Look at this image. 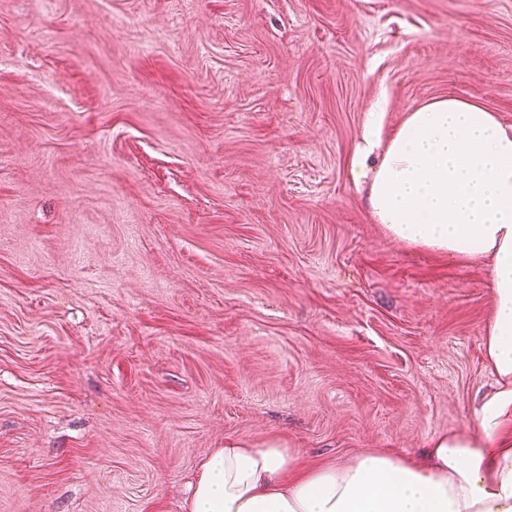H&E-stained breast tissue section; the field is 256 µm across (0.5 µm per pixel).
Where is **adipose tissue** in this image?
I'll return each instance as SVG.
<instances>
[{"instance_id": "ef3b65f1", "label": "adipose tissue", "mask_w": 512, "mask_h": 512, "mask_svg": "<svg viewBox=\"0 0 512 512\" xmlns=\"http://www.w3.org/2000/svg\"><path fill=\"white\" fill-rule=\"evenodd\" d=\"M370 123L367 154L379 146V120ZM382 149L368 193L377 223L399 241L492 265V383L473 428L432 436L415 459L362 452L311 468L284 441L228 439L200 463L186 512H512V127L448 96L409 113Z\"/></svg>"}]
</instances>
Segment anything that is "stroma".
I'll list each match as a JSON object with an SVG mask.
<instances>
[{
  "instance_id": "1",
  "label": "stroma",
  "mask_w": 512,
  "mask_h": 512,
  "mask_svg": "<svg viewBox=\"0 0 512 512\" xmlns=\"http://www.w3.org/2000/svg\"><path fill=\"white\" fill-rule=\"evenodd\" d=\"M449 95L512 126V0H0V512L471 429L490 265L392 238L351 169L374 109Z\"/></svg>"
}]
</instances>
